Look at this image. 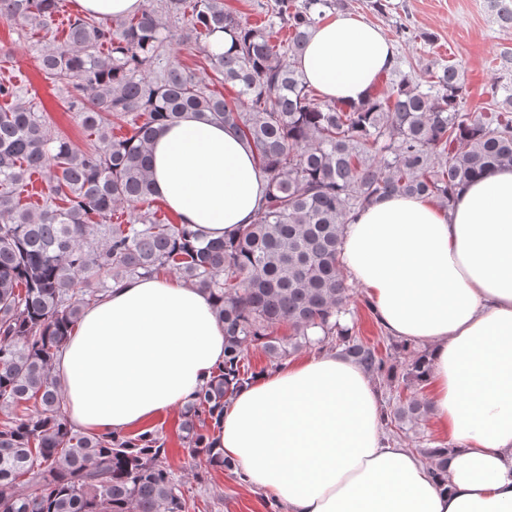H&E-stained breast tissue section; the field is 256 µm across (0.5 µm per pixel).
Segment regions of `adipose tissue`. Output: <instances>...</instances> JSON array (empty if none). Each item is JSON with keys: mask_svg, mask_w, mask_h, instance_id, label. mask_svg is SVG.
<instances>
[{"mask_svg": "<svg viewBox=\"0 0 512 512\" xmlns=\"http://www.w3.org/2000/svg\"><path fill=\"white\" fill-rule=\"evenodd\" d=\"M394 56L377 27L330 14L296 65L324 99L355 106ZM150 155L155 195L181 223L227 240L252 223L267 177L232 127L185 113ZM343 263L385 331L427 350L446 481L386 435L369 376L336 353L236 391L216 447L288 512H512V166L468 183L445 210L417 196L374 203L347 224ZM223 363L212 297L135 277L84 312L56 370L69 421L103 434L183 406Z\"/></svg>", "mask_w": 512, "mask_h": 512, "instance_id": "1", "label": "adipose tissue"}]
</instances>
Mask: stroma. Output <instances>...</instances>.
<instances>
[{"instance_id":"obj_1","label":"stroma","mask_w":512,"mask_h":512,"mask_svg":"<svg viewBox=\"0 0 512 512\" xmlns=\"http://www.w3.org/2000/svg\"><path fill=\"white\" fill-rule=\"evenodd\" d=\"M390 2L393 9L386 15L369 9L366 0H345L343 11L376 25L387 39L394 41L402 74L420 79L426 64H456L463 92L475 109L487 102L488 89L494 79L512 77V72L501 68L499 63L500 53L512 48V29L496 24L488 0ZM79 12L77 0H62L61 11L47 31L32 22L0 21V51L7 54L6 61H0V81L12 82L20 88L17 97L0 98V107H35L36 111L47 114L53 134L65 136L76 148L84 149L89 138L76 118L81 93L54 87L39 70L42 54L52 45L63 42L68 18ZM400 23L418 32V39L396 38L395 28ZM427 33L432 36L428 42L423 39ZM176 56L208 90L228 99L235 98V89L216 77L200 45L192 42L181 45L176 49ZM365 297L364 288L353 285L349 308L356 332L365 341L375 344L386 361V373L375 379L381 403L410 393L427 399L428 386H410L403 381L406 352L401 349L402 341L382 329L365 307ZM180 417L177 411L162 414L149 428L165 440L167 462L181 477L186 495L194 498L200 512H271L274 505L271 498L247 489L237 473L207 467L204 456L193 455L180 444L176 436Z\"/></svg>"}]
</instances>
